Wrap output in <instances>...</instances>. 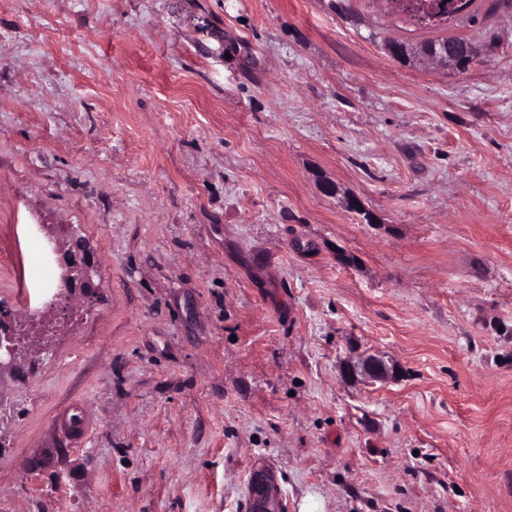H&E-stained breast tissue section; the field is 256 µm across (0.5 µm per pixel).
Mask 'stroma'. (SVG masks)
<instances>
[{
  "instance_id": "stroma-1",
  "label": "stroma",
  "mask_w": 512,
  "mask_h": 512,
  "mask_svg": "<svg viewBox=\"0 0 512 512\" xmlns=\"http://www.w3.org/2000/svg\"><path fill=\"white\" fill-rule=\"evenodd\" d=\"M443 36L480 62L386 49ZM34 224L102 278L0 382V512H245L253 470L285 512H512V4L0 0L14 311ZM352 352L399 381L343 380ZM441 42H426L409 46V62L415 67L436 69L446 75H453L461 65H472L480 60L479 48L471 40L448 38Z\"/></svg>"
}]
</instances>
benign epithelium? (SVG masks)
Wrapping results in <instances>:
<instances>
[{"label": "benign epithelium", "mask_w": 512, "mask_h": 512, "mask_svg": "<svg viewBox=\"0 0 512 512\" xmlns=\"http://www.w3.org/2000/svg\"><path fill=\"white\" fill-rule=\"evenodd\" d=\"M480 60L479 48L471 40L426 42L409 48V62L416 67L436 69L446 75L455 73L461 65H472ZM35 235L48 245L59 270L61 288L45 309H54L68 300L91 301L99 287L100 264L90 251H66L61 240L79 239L77 229L71 224H38ZM8 328L0 332V381L17 380L29 365L30 353L20 343L18 332L22 324L16 318H7ZM343 376L352 382H393L399 379V366L387 364L374 355L349 357L342 363Z\"/></svg>", "instance_id": "obj_1"}]
</instances>
